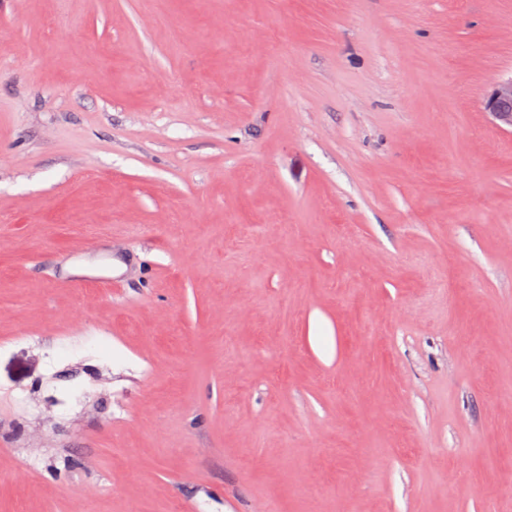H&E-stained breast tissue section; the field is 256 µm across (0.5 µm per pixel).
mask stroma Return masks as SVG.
<instances>
[{
	"label": "stroma",
	"instance_id": "1",
	"mask_svg": "<svg viewBox=\"0 0 512 512\" xmlns=\"http://www.w3.org/2000/svg\"><path fill=\"white\" fill-rule=\"evenodd\" d=\"M510 76L512 0H0V512H512ZM483 109L498 127L512 130V77L494 84L484 98Z\"/></svg>",
	"mask_w": 512,
	"mask_h": 512
}]
</instances>
